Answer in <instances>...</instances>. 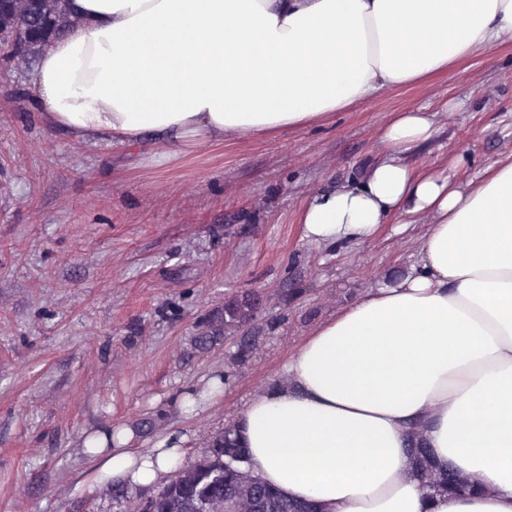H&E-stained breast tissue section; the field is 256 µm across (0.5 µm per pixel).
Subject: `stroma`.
I'll list each match as a JSON object with an SVG mask.
<instances>
[{
  "instance_id": "35a3bbf8",
  "label": "stroma",
  "mask_w": 512,
  "mask_h": 512,
  "mask_svg": "<svg viewBox=\"0 0 512 512\" xmlns=\"http://www.w3.org/2000/svg\"><path fill=\"white\" fill-rule=\"evenodd\" d=\"M35 72L32 58L0 65V512H122L111 491L78 486L83 433L152 418L143 442L185 434L193 463L318 323L402 274L423 225L398 215L328 248L300 224L314 192L374 163L392 113H433L432 139L406 161L458 184L512 153L511 42L332 122L159 162V144L49 126ZM243 288L261 289L263 318L280 324L220 400L183 414L180 392L223 374L228 351L191 340Z\"/></svg>"
}]
</instances>
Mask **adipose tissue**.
<instances>
[{
	"label": "adipose tissue",
	"instance_id": "1",
	"mask_svg": "<svg viewBox=\"0 0 512 512\" xmlns=\"http://www.w3.org/2000/svg\"><path fill=\"white\" fill-rule=\"evenodd\" d=\"M77 26L40 57L48 122L178 148L292 132L388 87L430 81L512 42V0H69ZM431 113H394L362 179L314 193L313 243L358 244L399 213L422 219L415 262L319 323L282 383L235 419L249 465L322 512H512V154L460 186L405 155ZM476 492L426 494L410 427ZM115 424L87 432L92 490L152 489L186 438L150 447Z\"/></svg>",
	"mask_w": 512,
	"mask_h": 512
}]
</instances>
